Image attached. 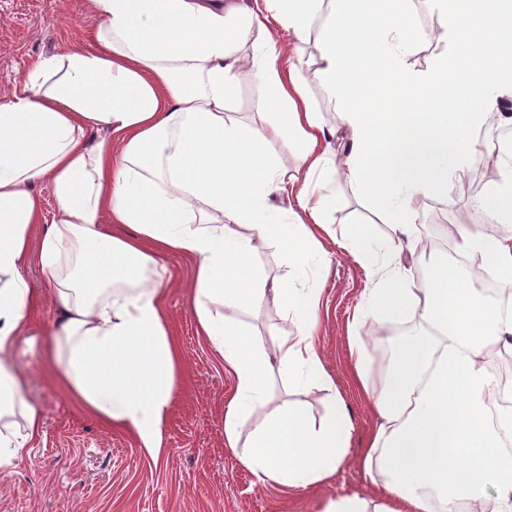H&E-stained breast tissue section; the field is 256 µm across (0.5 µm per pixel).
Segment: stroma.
Here are the masks:
<instances>
[{
  "label": "stroma",
  "mask_w": 512,
  "mask_h": 512,
  "mask_svg": "<svg viewBox=\"0 0 512 512\" xmlns=\"http://www.w3.org/2000/svg\"><path fill=\"white\" fill-rule=\"evenodd\" d=\"M414 8L416 24L426 37L403 64L423 71L440 51L432 34L442 19L432 0H414ZM98 24L88 0H0V95L16 89L35 57L84 40ZM307 94L330 132L331 149L343 152L346 131L335 112V100L315 80L309 82ZM261 97L255 82L243 80L229 103L227 119L249 129L261 127L266 120ZM334 188L335 222L319 237L330 259L309 279L323 288L317 324L319 354L352 417L354 434L349 461L327 484L292 488L259 483L226 448L224 396L231 379L197 333L191 311L194 264L170 255L163 260L165 307L182 353V368L165 425L166 455L158 460L147 456L127 431L83 411L56 387V364L43 350L52 341L58 313L51 297L44 295L38 321L21 329L16 348L7 357L27 399L42 412L44 435L28 456L0 467V512H322L330 498L367 493L360 456L379 418L356 382L350 338L353 315L366 299L370 278L345 252L343 243L346 233L359 230L378 242L395 241L400 230L344 178H336ZM35 190L44 200V218L30 228L27 274L32 288L41 291L39 242L56 210L49 183L37 184ZM470 199L460 179L451 176L414 204L412 238H428L433 248L425 262L413 254L403 257L406 282L430 286L434 267L448 257L444 245L452 240L455 222L484 223V215L471 208ZM228 315L260 334L274 355L284 339L295 333L294 317L271 305L247 312L232 309ZM395 324V318L383 312L367 329L365 349L373 374H380L396 353L400 337L393 331ZM271 390L278 399L301 404L313 420L323 419L328 412V393L321 388L292 386L286 376L277 375Z\"/></svg>",
  "instance_id": "1"
}]
</instances>
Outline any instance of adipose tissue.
<instances>
[{
	"instance_id": "obj_1",
	"label": "adipose tissue",
	"mask_w": 512,
	"mask_h": 512,
	"mask_svg": "<svg viewBox=\"0 0 512 512\" xmlns=\"http://www.w3.org/2000/svg\"><path fill=\"white\" fill-rule=\"evenodd\" d=\"M445 48L423 72L403 59L423 34L413 0H89L102 20L86 41L38 58L20 86L0 96V353L34 319L27 277L29 230L42 219L34 190L52 186L58 218L40 249L60 314L44 354L56 383L80 408L121 428L160 459L180 370L165 313L163 256L194 262L198 332L224 362L233 386L224 404V443L260 483L318 487L349 459L353 423L337 397L319 423L268 392L273 365L301 386L332 388L317 349L320 288L268 285L258 244L282 251L306 274L327 253L313 226L336 210V176L373 198L403 238L411 204L437 179L465 170L461 126H484L512 98V0H435ZM276 22L293 41L318 30L315 69L285 62ZM251 46L249 61L240 51ZM263 89L271 119L247 130L224 117L242 79ZM317 79L338 101L349 133L343 155L305 95ZM302 145L288 171L268 150L282 136ZM291 207L270 206L271 197ZM475 207L512 223V150ZM459 248L481 267L512 270V238L457 226ZM402 241L376 246L351 237L347 250L376 278L355 317L419 311L443 326L438 344L406 337L379 384L369 383L359 337L350 350L380 418L363 452L372 489L329 500L323 512H512V412L492 414L498 386L486 345L512 336V311L460 287L447 266L436 287L413 288L400 272ZM292 313L295 336L271 357L251 329L225 315L265 304ZM25 410L23 430L9 422ZM260 421H253L256 411ZM42 413L0 364V465L36 446Z\"/></svg>"
}]
</instances>
